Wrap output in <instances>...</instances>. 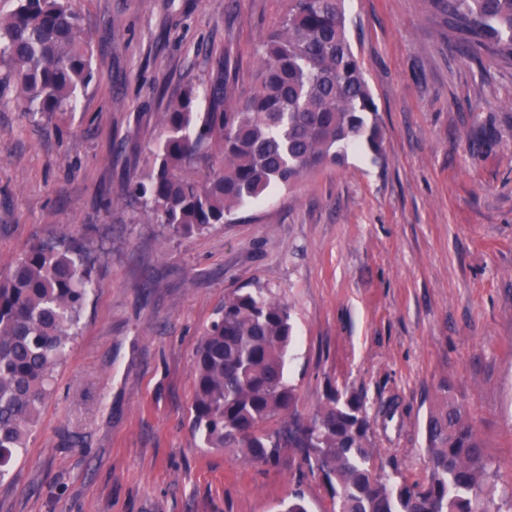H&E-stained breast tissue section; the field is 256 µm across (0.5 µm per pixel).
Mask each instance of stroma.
<instances>
[{"instance_id": "35a3bbf8", "label": "stroma", "mask_w": 512, "mask_h": 512, "mask_svg": "<svg viewBox=\"0 0 512 512\" xmlns=\"http://www.w3.org/2000/svg\"><path fill=\"white\" fill-rule=\"evenodd\" d=\"M97 79L73 111L0 106V274L68 235L97 285L0 512H276L302 493L332 512L293 449L257 464L205 448L193 357L227 292L289 307L287 375L311 418L335 387L360 398L376 461L426 474L440 381L462 402L499 485L512 484V62L457 50L434 0H345L378 106L380 158L355 150L181 239L122 204L160 117L217 59L249 89L288 0H75Z\"/></svg>"}]
</instances>
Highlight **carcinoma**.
Returning <instances> with one entry per match:
<instances>
[{
    "label": "carcinoma",
    "mask_w": 512,
    "mask_h": 512,
    "mask_svg": "<svg viewBox=\"0 0 512 512\" xmlns=\"http://www.w3.org/2000/svg\"><path fill=\"white\" fill-rule=\"evenodd\" d=\"M0 15V105L26 112L73 110L94 78L92 47L70 0H16ZM345 0H289L279 27L256 50L246 96L224 111L227 63L204 90L187 85L162 113L150 171L124 201L185 239L228 220L271 188L290 185L349 151L382 152L378 108L346 28ZM448 12L462 53L512 61V0H435ZM207 110H198L201 101ZM76 247L26 251L0 278V480L40 421L55 369L90 289ZM293 343L288 307L261 288L224 295L194 358L192 430L206 448H237L274 464L292 448L322 474L333 512H502L493 474L466 407L437 389L424 436L426 475L397 482L376 463L364 404L337 390L305 420L288 381ZM286 420L282 429L270 423Z\"/></svg>",
    "instance_id": "1"
}]
</instances>
